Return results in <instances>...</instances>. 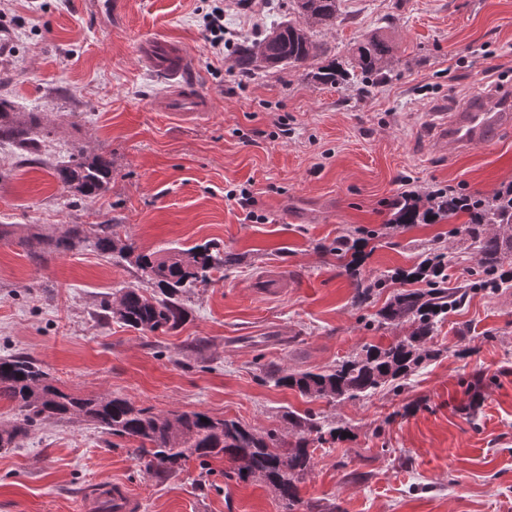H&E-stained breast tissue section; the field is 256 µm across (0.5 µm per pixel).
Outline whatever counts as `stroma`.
I'll use <instances>...</instances> for the list:
<instances>
[{"label": "stroma", "mask_w": 512, "mask_h": 512, "mask_svg": "<svg viewBox=\"0 0 512 512\" xmlns=\"http://www.w3.org/2000/svg\"><path fill=\"white\" fill-rule=\"evenodd\" d=\"M224 9L223 53L203 17ZM119 25L97 22L86 0H0V99L40 118L36 155L0 139V356L25 353L54 384L112 395L156 413L202 411L287 432V411L349 430L314 446L288 510L265 483L227 478L228 462L190 460L147 473L131 442L82 420L41 421L20 447L0 450V512H81L92 488L122 481L143 512H512V288L478 289L439 323L425 362L401 387L329 403L274 386L265 371L316 370L388 345L372 317L386 300L354 301L358 283L411 268L431 240L448 247V284L473 281L475 254L454 231L467 215L393 227L402 180L491 197L512 181V129L496 148L428 152L439 114L493 88L512 67V0H340L336 26L313 29L323 56L300 67L242 75L239 46L293 19L291 0H125ZM396 46L386 78L321 85L312 72L348 61L363 36ZM187 46L213 108L182 125L155 111L165 86L143 68L137 44ZM112 160L98 198L54 177L76 149ZM255 199L243 211L235 191ZM111 225L148 253L204 243L237 265L186 289L185 321L141 333L97 314L124 287L153 288L134 263L84 248L36 253L27 225ZM374 231L356 276L331 249ZM283 270L287 288L260 282Z\"/></svg>", "instance_id": "obj_1"}]
</instances>
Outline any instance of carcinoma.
I'll return each mask as SVG.
<instances>
[{"mask_svg": "<svg viewBox=\"0 0 512 512\" xmlns=\"http://www.w3.org/2000/svg\"><path fill=\"white\" fill-rule=\"evenodd\" d=\"M295 11L297 20L278 23L263 37L240 45L232 67L254 74L300 67L320 56L322 49L311 39L310 30L336 26L339 0H295ZM352 59V71L365 78H382L394 62V46L383 35L373 33L354 45ZM349 76L351 71L334 62L313 73V78L325 85H334ZM10 112L11 105L0 100V137L14 139L23 151L39 150L37 140L30 136V128L39 125L38 117L30 115L26 127L11 119ZM54 175L73 193L94 199L112 182V159L103 153L87 154L79 148L76 159L56 167ZM457 232L468 237L482 279L464 288L446 287L447 253L439 246L425 250L411 271L382 274L356 292L357 303L362 304L374 289H392L374 322L380 328L401 330L403 335L386 346L366 344L332 368L303 372L272 368L269 376L274 384L329 403L344 402L369 397L387 383L404 381L424 362L436 357L431 344L438 323L465 303L470 290L499 289L508 283L501 273L505 256L512 255V208L499 204L489 211L487 224H464ZM26 240L32 246L44 244L55 252L89 246L110 255L117 249H133L128 244L118 246L108 224L99 225L91 236L81 224H66L49 239L31 225ZM362 243L350 236L336 240L331 251L336 253L340 267L349 272L358 269ZM238 260V255L216 244L139 253L135 264L157 291L147 295L135 287L124 288L115 302L102 305V317L115 318L142 333L175 329L185 319L181 289L207 282L213 273ZM414 283L422 287L414 288ZM0 399L13 403L16 410L10 425L0 430V449L20 447L38 421L82 419L104 434L137 443L148 473H175L191 458L202 465L225 459L238 479L261 481L273 487L287 502L290 512L301 502L299 484L311 466L310 447L334 443L344 432L309 411H289L285 419L295 443L288 448L275 430L256 432L234 420L213 418L204 412L160 414L118 396L66 392L50 382L34 359L20 353L0 357Z\"/></svg>", "mask_w": 512, "mask_h": 512, "instance_id": "1", "label": "carcinoma"}]
</instances>
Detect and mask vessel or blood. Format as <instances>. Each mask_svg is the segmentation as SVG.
Here are the masks:
<instances>
[{"label": "vessel or blood", "instance_id": "b4317fda", "mask_svg": "<svg viewBox=\"0 0 512 512\" xmlns=\"http://www.w3.org/2000/svg\"><path fill=\"white\" fill-rule=\"evenodd\" d=\"M138 55L152 72L160 74L167 85L154 99L153 108L191 122L208 116L212 110L210 98L204 94L193 77L190 52L180 44L149 37L140 41ZM512 126V91L500 103H479L458 113L448 134L458 148L480 146L493 148L500 132ZM111 500L113 512H140V500L122 483L99 486L85 508L95 512L102 500Z\"/></svg>", "mask_w": 512, "mask_h": 512}]
</instances>
